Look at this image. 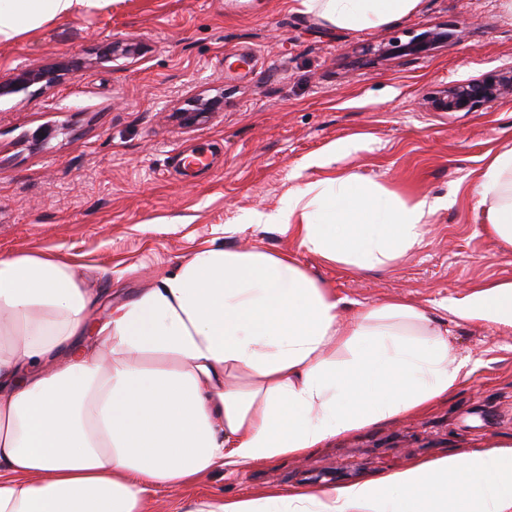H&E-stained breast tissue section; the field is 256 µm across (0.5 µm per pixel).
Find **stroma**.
<instances>
[{"label": "stroma", "mask_w": 512, "mask_h": 512, "mask_svg": "<svg viewBox=\"0 0 512 512\" xmlns=\"http://www.w3.org/2000/svg\"><path fill=\"white\" fill-rule=\"evenodd\" d=\"M300 0H101L0 41V80L18 70L83 66L52 87L0 98V255L51 256L82 287L134 299L194 252L218 244L290 255L343 298V316L392 296L448 322L468 360L457 392L327 441L301 456L219 470L197 485L144 494L145 512L189 498L259 499L270 490H329L443 454L512 443V328L450 320L473 286L512 281V248L487 231L476 186L485 156L512 149V94L469 112H437L434 94L512 69V13L502 0H421L362 31L337 30ZM447 24L424 58L362 59L363 48ZM131 42L134 59L100 44ZM192 93L223 107L183 125ZM203 153L188 170L177 155ZM356 175L404 203L444 205L419 246L389 265L349 273L300 248L258 214L288 193Z\"/></svg>", "instance_id": "obj_1"}]
</instances>
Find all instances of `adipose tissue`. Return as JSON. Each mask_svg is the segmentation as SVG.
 <instances>
[{"label":"adipose tissue","instance_id":"1","mask_svg":"<svg viewBox=\"0 0 512 512\" xmlns=\"http://www.w3.org/2000/svg\"><path fill=\"white\" fill-rule=\"evenodd\" d=\"M97 2L0 0V41ZM419 3L301 0L347 31L385 26ZM476 192L490 204V233L512 247V149L488 161ZM438 207L349 175L327 192H290L264 221L356 272L418 246ZM99 302L73 267L0 258V512H141L148 488L302 455L424 410L456 391L466 366L448 357L447 322L402 299L342 320V299L286 256L207 248L94 323ZM448 311L512 327V282L477 287ZM146 354L179 365L148 368ZM184 512H512V447Z\"/></svg>","mask_w":512,"mask_h":512}]
</instances>
